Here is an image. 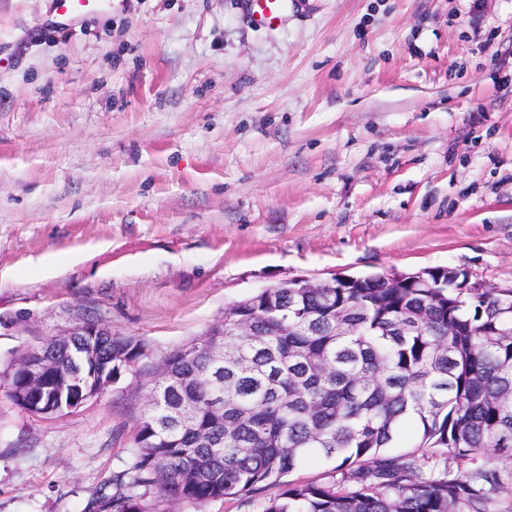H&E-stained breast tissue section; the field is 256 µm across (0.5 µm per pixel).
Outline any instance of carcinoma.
<instances>
[{"mask_svg":"<svg viewBox=\"0 0 512 512\" xmlns=\"http://www.w3.org/2000/svg\"><path fill=\"white\" fill-rule=\"evenodd\" d=\"M439 270L388 288L379 274L334 288L264 291L224 310V323L144 366L147 345L99 336L75 374L83 339L50 342L42 402L13 364L10 399L61 415L77 388L147 372L157 399L138 421L136 451L83 512H167L248 497L256 512H497L494 469H427L443 450L475 461L512 451V290L466 288ZM224 343V363L210 346ZM182 381L172 388L167 374ZM191 412L183 423L177 413ZM336 461L340 479L296 484L304 464ZM268 485L282 486L268 500Z\"/></svg>","mask_w":512,"mask_h":512,"instance_id":"cac0c4a2","label":"carcinoma"}]
</instances>
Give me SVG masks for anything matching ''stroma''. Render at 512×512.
<instances>
[{"mask_svg": "<svg viewBox=\"0 0 512 512\" xmlns=\"http://www.w3.org/2000/svg\"><path fill=\"white\" fill-rule=\"evenodd\" d=\"M512 284V0H0V364L87 322L153 356L291 278ZM146 378L0 397V512H81ZM52 3L58 16L71 21L91 13L112 10V0H52ZM250 17L258 27H271L281 22L288 13L285 0H249Z\"/></svg>", "mask_w": 512, "mask_h": 512, "instance_id": "obj_1", "label": "stroma"}]
</instances>
